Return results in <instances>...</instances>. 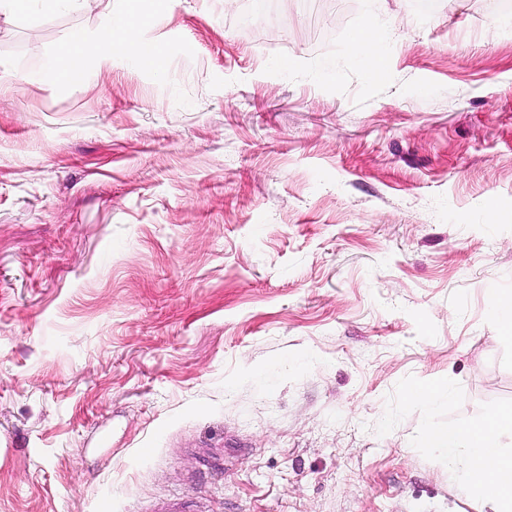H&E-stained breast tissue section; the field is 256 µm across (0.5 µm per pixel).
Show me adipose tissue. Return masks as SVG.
I'll return each mask as SVG.
<instances>
[{
	"label": "adipose tissue",
	"mask_w": 512,
	"mask_h": 512,
	"mask_svg": "<svg viewBox=\"0 0 512 512\" xmlns=\"http://www.w3.org/2000/svg\"><path fill=\"white\" fill-rule=\"evenodd\" d=\"M96 53L100 61H110L113 55L145 65L160 66L163 51L159 46L147 45L141 36V17L136 8H128L120 20H107L98 33ZM85 42L83 38H69L64 47L50 57L43 69L29 75L32 83L57 84L76 82L75 72L83 68Z\"/></svg>",
	"instance_id": "obj_1"
}]
</instances>
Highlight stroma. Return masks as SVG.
I'll list each match as a JSON object with an SVG mask.
<instances>
[{"instance_id": "35a3bbf8", "label": "stroma", "mask_w": 512, "mask_h": 512, "mask_svg": "<svg viewBox=\"0 0 512 512\" xmlns=\"http://www.w3.org/2000/svg\"><path fill=\"white\" fill-rule=\"evenodd\" d=\"M247 2L139 0L160 74L94 55L127 0L0 14V512H481L374 425L512 399V11ZM387 37L386 29L379 24H372L359 31L350 42V49L361 57L372 71L377 73L380 69V57L377 48ZM85 56L84 39L71 36L64 47L47 60L40 72L27 76L25 80L41 84L76 83L83 77ZM77 69L81 70L80 77L75 75Z\"/></svg>"}]
</instances>
